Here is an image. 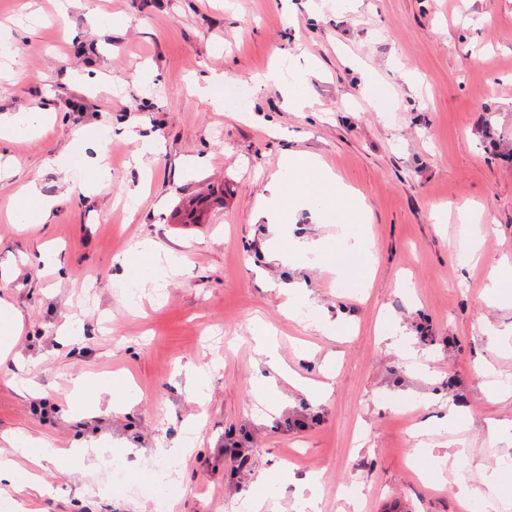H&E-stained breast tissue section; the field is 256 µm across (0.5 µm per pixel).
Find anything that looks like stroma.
Segmentation results:
<instances>
[{
	"label": "stroma",
	"mask_w": 512,
	"mask_h": 512,
	"mask_svg": "<svg viewBox=\"0 0 512 512\" xmlns=\"http://www.w3.org/2000/svg\"><path fill=\"white\" fill-rule=\"evenodd\" d=\"M0 40L13 48L0 113L54 115L33 138L0 140V306L21 326L0 362V435H16L39 484L0 487V512H236L262 473L275 512H296L293 480L307 474L321 512H462L461 466L471 498H486V474L512 463V441L487 428L512 421V339L486 335L512 330V303L482 299L492 266L512 261V0L465 11L455 0H0ZM293 83L304 111L285 97ZM89 131L99 143L86 148ZM144 136L160 154L139 163ZM289 153L319 157L363 199L367 287L357 262L290 253L298 238L335 245L337 216L300 209L274 239L260 206L287 186ZM60 154L72 165H49ZM32 179L59 199L42 224L12 211ZM139 183L132 210L125 193ZM206 197L200 222L183 223L189 200ZM465 209L480 219L476 264ZM142 243L156 258L127 276L116 259ZM49 247L59 267L40 261ZM320 312L341 316L335 331L315 328ZM264 326L304 378L321 380L335 352L326 402L282 380L279 415L259 419L252 336ZM411 350L432 374L410 368ZM207 366L200 394L189 374ZM78 379L136 401L70 416ZM421 422L435 458L411 456ZM188 438L183 455L156 451ZM32 441L49 448L37 467ZM228 448L247 450L244 469Z\"/></svg>",
	"instance_id": "stroma-1"
}]
</instances>
